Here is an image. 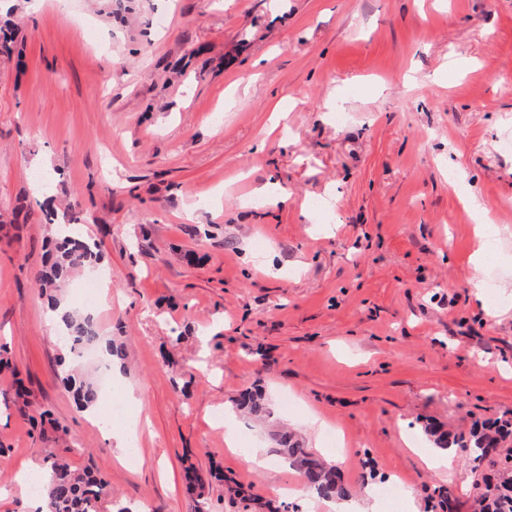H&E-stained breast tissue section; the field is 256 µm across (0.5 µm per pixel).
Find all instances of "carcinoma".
Returning a JSON list of instances; mask_svg holds the SVG:
<instances>
[{"mask_svg": "<svg viewBox=\"0 0 512 512\" xmlns=\"http://www.w3.org/2000/svg\"><path fill=\"white\" fill-rule=\"evenodd\" d=\"M61 226L60 233L46 242L44 269L38 277L40 290L53 306L58 304L63 288L75 274L99 269L102 260L99 243L82 232L76 213L63 215ZM61 334L69 346V352L60 357V365L67 373L66 381L70 383L79 407L84 409L98 402L99 386L94 374L75 371L73 363L80 349L100 348L102 336L90 316L75 310L66 314ZM237 406L259 419L267 412V402L259 389L245 390ZM430 434L434 436L437 447L465 448L473 460L482 462L487 458L485 449L512 442V417L484 423L467 436H453L435 429ZM272 440L290 465L296 467L305 487L318 497L333 499L348 496L336 470L326 466L303 447L295 434L277 429L272 433ZM70 451L71 448L66 445L50 456L46 467L49 480L39 485L37 496L44 500L46 512H97L96 505L110 495L108 485L90 470L71 469L64 461V456ZM185 478L188 491L196 495L198 512H210L205 497L209 476L190 465L185 468ZM487 497L489 501L484 506V512H512V479H506L490 489Z\"/></svg>", "mask_w": 512, "mask_h": 512, "instance_id": "obj_1", "label": "carcinoma"}]
</instances>
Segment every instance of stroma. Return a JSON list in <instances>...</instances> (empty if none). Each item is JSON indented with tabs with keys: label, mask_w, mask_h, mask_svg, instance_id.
Returning <instances> with one entry per match:
<instances>
[{
	"label": "stroma",
	"mask_w": 512,
	"mask_h": 512,
	"mask_svg": "<svg viewBox=\"0 0 512 512\" xmlns=\"http://www.w3.org/2000/svg\"><path fill=\"white\" fill-rule=\"evenodd\" d=\"M32 4L0 0L20 25L0 56V512H30L14 479L58 448L25 401L67 429L72 468L105 479L99 512H197L188 465L223 471L212 512L250 496L328 512L270 442L283 426L351 495L403 484L377 512H442L447 489L473 512L489 466L459 448L453 470L427 468L425 428L512 414V153L496 151L512 142V0ZM38 170L105 256L107 301L67 296L121 347L112 394L132 411L134 466L59 372ZM469 194L502 239L481 261ZM255 384L269 418L236 410ZM248 448L267 466L246 467Z\"/></svg>",
	"instance_id": "stroma-1"
}]
</instances>
